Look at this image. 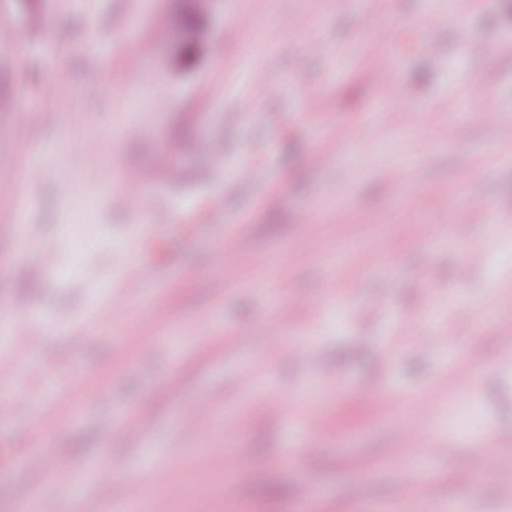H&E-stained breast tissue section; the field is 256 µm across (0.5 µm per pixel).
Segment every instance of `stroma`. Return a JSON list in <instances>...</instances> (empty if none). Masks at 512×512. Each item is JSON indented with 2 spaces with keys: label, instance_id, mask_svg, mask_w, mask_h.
<instances>
[{
  "label": "stroma",
  "instance_id": "stroma-1",
  "mask_svg": "<svg viewBox=\"0 0 512 512\" xmlns=\"http://www.w3.org/2000/svg\"><path fill=\"white\" fill-rule=\"evenodd\" d=\"M456 9L0 0V183L12 186L0 193V306L37 317L38 341L21 323L8 345L42 363L20 377L18 396L44 412L36 435L0 414V512H18L19 483L49 512H112L103 493L69 508L65 486L99 462L142 474L151 454L168 455L169 467L146 512H396L416 455L401 431L424 413L442 446L436 493L469 512H503L512 360L497 327L512 324V287L499 284L512 272V0ZM367 15L384 44H371ZM460 15L487 53L462 50ZM311 40L319 51L308 52ZM361 124L370 136L329 150L330 137ZM413 167L426 190L408 182ZM244 168L265 172V184L239 178ZM130 173L151 179L134 205L95 194ZM473 183L484 208L467 204ZM339 251L361 266L335 271L325 259ZM141 254L155 289L122 264ZM256 258L279 308L237 282ZM379 259L401 277L370 272ZM350 277L354 304L336 308ZM113 302L153 344L113 341ZM273 312L279 342L267 330ZM420 333L449 342L421 347ZM229 336L243 341L234 359ZM295 341L313 363L289 354ZM203 401L213 423L183 426L180 415ZM322 404L323 430L308 432L306 413ZM126 411L152 421L148 442L101 435L103 416ZM228 415L240 423L231 437ZM38 444L48 471L9 468ZM176 478L205 488L167 496Z\"/></svg>",
  "mask_w": 512,
  "mask_h": 512
}]
</instances>
